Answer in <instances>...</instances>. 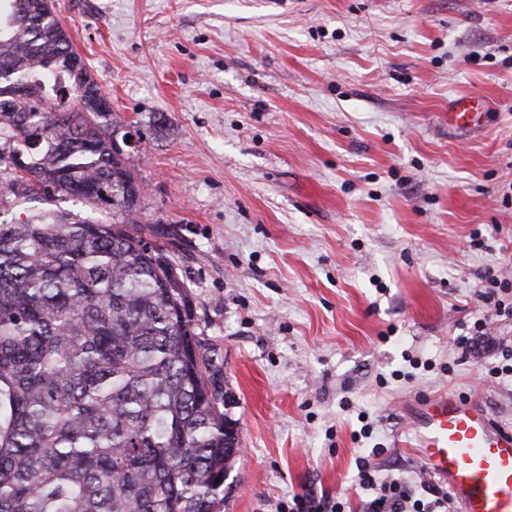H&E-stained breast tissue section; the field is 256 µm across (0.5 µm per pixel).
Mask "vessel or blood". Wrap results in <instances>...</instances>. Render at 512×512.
I'll list each match as a JSON object with an SVG mask.
<instances>
[{"label": "vessel or blood", "instance_id": "b4317fda", "mask_svg": "<svg viewBox=\"0 0 512 512\" xmlns=\"http://www.w3.org/2000/svg\"><path fill=\"white\" fill-rule=\"evenodd\" d=\"M485 102L453 99L449 124H478ZM425 470L444 482L459 512H512V429L494 421L480 403L441 392L419 400L412 412Z\"/></svg>", "mask_w": 512, "mask_h": 512}]
</instances>
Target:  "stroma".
Listing matches in <instances>:
<instances>
[{"mask_svg": "<svg viewBox=\"0 0 512 512\" xmlns=\"http://www.w3.org/2000/svg\"><path fill=\"white\" fill-rule=\"evenodd\" d=\"M102 85L242 452L224 512L418 486L407 405L512 428V0H55ZM486 101L478 127L448 104ZM488 318L489 338L455 339ZM371 423L370 436L360 434ZM379 456H372V449Z\"/></svg>", "mask_w": 512, "mask_h": 512, "instance_id": "stroma-1", "label": "stroma"}]
</instances>
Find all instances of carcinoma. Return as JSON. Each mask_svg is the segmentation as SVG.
I'll return each mask as SVG.
<instances>
[{
  "mask_svg": "<svg viewBox=\"0 0 512 512\" xmlns=\"http://www.w3.org/2000/svg\"><path fill=\"white\" fill-rule=\"evenodd\" d=\"M103 101L54 0H0V512H224L236 420Z\"/></svg>",
  "mask_w": 512,
  "mask_h": 512,
  "instance_id": "obj_1",
  "label": "carcinoma"
}]
</instances>
